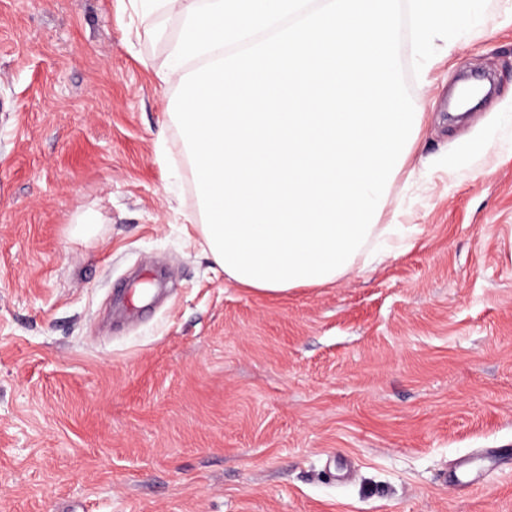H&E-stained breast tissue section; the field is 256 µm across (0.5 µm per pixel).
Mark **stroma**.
I'll list each match as a JSON object with an SVG mask.
<instances>
[{
    "instance_id": "stroma-1",
    "label": "stroma",
    "mask_w": 512,
    "mask_h": 512,
    "mask_svg": "<svg viewBox=\"0 0 512 512\" xmlns=\"http://www.w3.org/2000/svg\"><path fill=\"white\" fill-rule=\"evenodd\" d=\"M179 34L0 0V512H512V0L408 81L411 246L275 297L207 255Z\"/></svg>"
}]
</instances>
